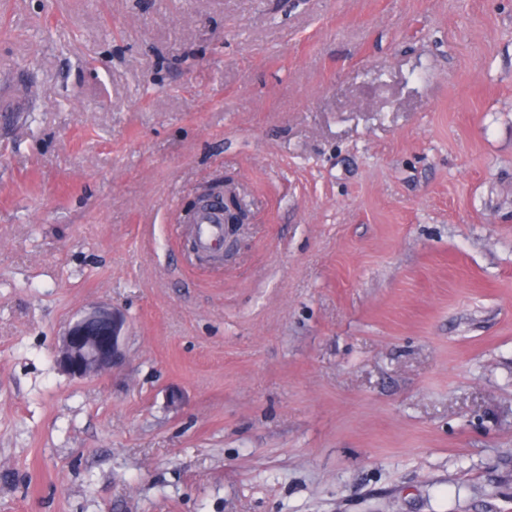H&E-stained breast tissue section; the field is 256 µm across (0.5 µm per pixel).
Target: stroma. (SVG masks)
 Wrapping results in <instances>:
<instances>
[{
	"label": "stroma",
	"instance_id": "1",
	"mask_svg": "<svg viewBox=\"0 0 512 512\" xmlns=\"http://www.w3.org/2000/svg\"><path fill=\"white\" fill-rule=\"evenodd\" d=\"M8 88L0 512H512V0H0ZM189 220L191 224H195L193 232L200 248L213 253L223 251L224 225L220 216L210 212H197ZM125 318L111 306H92L71 319L53 355L58 369L87 379L111 370L125 359Z\"/></svg>",
	"mask_w": 512,
	"mask_h": 512
}]
</instances>
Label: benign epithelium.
Returning a JSON list of instances; mask_svg holds the SVG:
<instances>
[{"label": "benign epithelium", "mask_w": 512, "mask_h": 512, "mask_svg": "<svg viewBox=\"0 0 512 512\" xmlns=\"http://www.w3.org/2000/svg\"><path fill=\"white\" fill-rule=\"evenodd\" d=\"M58 369L87 379L125 359V318L110 306H92L71 319L53 350Z\"/></svg>", "instance_id": "7a95c632"}]
</instances>
